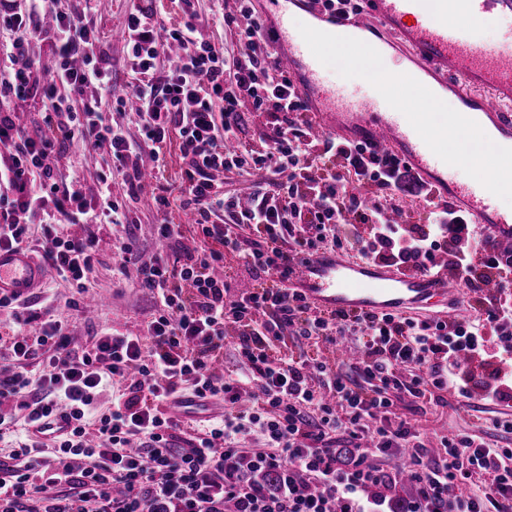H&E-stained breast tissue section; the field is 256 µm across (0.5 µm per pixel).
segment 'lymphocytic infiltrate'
<instances>
[{
	"label": "lymphocytic infiltrate",
	"instance_id": "obj_1",
	"mask_svg": "<svg viewBox=\"0 0 512 512\" xmlns=\"http://www.w3.org/2000/svg\"><path fill=\"white\" fill-rule=\"evenodd\" d=\"M176 2L171 14L158 0H131L119 84L91 0H0V248H36L72 289L66 308L80 313L98 241L76 227L111 225L116 285L135 283L153 300L145 335L92 329L78 345L69 320L38 298H0L12 316L0 407L13 406L0 410V441L15 440L0 458V512H374L384 497L366 505L360 491L401 479L421 488L408 512H512V448L459 434L433 456L393 415L396 394L422 400L447 386L467 400L512 402V249L478 236L447 204L430 223H395L407 164L313 135L252 0L207 13L201 0ZM206 26L234 32L235 49L205 38ZM20 101L41 114L36 129L15 123ZM129 106L133 134L112 118ZM256 117L262 134L250 146L243 134ZM76 141L106 162L94 183L58 175ZM174 151L183 163L175 183L163 174ZM231 172L252 177L248 198L225 191ZM358 184L374 187L373 201ZM145 197L161 244L149 257L134 207ZM176 210L192 215L191 232L175 224ZM352 247L418 272L443 262L460 270L474 319L326 314L286 288L292 261ZM242 268L258 275L252 288H238ZM348 336L361 344L349 366L288 345L335 347ZM115 386L121 394L100 408ZM186 395L221 399L222 417L190 430L164 411ZM59 408L71 431L51 445L32 440L29 426ZM377 454L403 463L368 465ZM484 475L487 486L449 495Z\"/></svg>",
	"mask_w": 512,
	"mask_h": 512
}]
</instances>
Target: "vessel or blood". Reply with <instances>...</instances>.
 <instances>
[{
  "label": "vessel or blood",
  "mask_w": 512,
  "mask_h": 512,
  "mask_svg": "<svg viewBox=\"0 0 512 512\" xmlns=\"http://www.w3.org/2000/svg\"><path fill=\"white\" fill-rule=\"evenodd\" d=\"M304 7L313 28L359 37L379 30L394 36L405 55L409 74L429 90L453 94L461 115L477 122L499 146L512 145V0H365L360 15L336 18L301 0H276L265 12L275 61L294 79L306 98L313 127L350 141H365L381 153H392L429 185L446 188L466 209L471 221L485 228L499 246L512 244V215L499 213L495 196L479 182L454 179L449 164L437 157L407 119L377 99L365 108L361 99L327 89V69L311 53L292 8ZM495 16L501 23L498 45L483 47L469 34L471 20ZM290 287L318 310L372 314L399 313L427 306H457L461 282L447 270L405 272L367 258L325 252L295 261ZM49 269L23 249H0V292L34 295L49 278ZM66 410L49 414L37 428L45 441L69 432Z\"/></svg>",
  "instance_id": "obj_1"
}]
</instances>
